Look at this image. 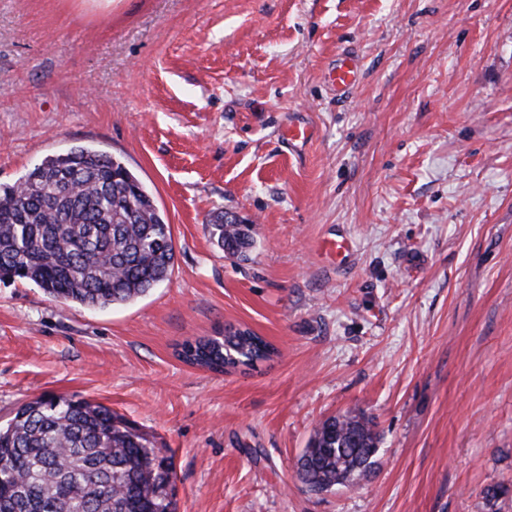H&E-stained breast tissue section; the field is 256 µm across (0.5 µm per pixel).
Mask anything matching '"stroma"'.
I'll return each instance as SVG.
<instances>
[{
	"label": "stroma",
	"mask_w": 512,
	"mask_h": 512,
	"mask_svg": "<svg viewBox=\"0 0 512 512\" xmlns=\"http://www.w3.org/2000/svg\"><path fill=\"white\" fill-rule=\"evenodd\" d=\"M75 146L153 193L174 266L104 309L0 283V423L103 403L171 450L177 512H488L512 484V0H0V184ZM225 210L249 261L210 235ZM229 326L273 359L178 358ZM348 412L371 476L307 491L299 455ZM357 65L351 60H343L331 74V80L340 94L350 91L356 82ZM226 214L224 211L210 221L211 234L217 238L226 256L239 261L248 260L254 245L253 224L229 222L224 220Z\"/></svg>",
	"instance_id": "stroma-1"
}]
</instances>
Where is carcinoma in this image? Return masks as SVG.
Here are the masks:
<instances>
[{
	"instance_id": "1",
	"label": "carcinoma",
	"mask_w": 512,
	"mask_h": 512,
	"mask_svg": "<svg viewBox=\"0 0 512 512\" xmlns=\"http://www.w3.org/2000/svg\"><path fill=\"white\" fill-rule=\"evenodd\" d=\"M224 254L245 261L253 225L220 214L210 221ZM171 225L125 163L93 147L46 157L0 186V282L26 280L53 299L106 308L146 295L174 264ZM184 362L214 372L253 368L274 354L247 327L183 342ZM372 420L325 419L296 473L312 493L368 478L379 451ZM0 512H177L168 449L91 400L36 398L0 426ZM512 489L482 490L489 508Z\"/></svg>"
}]
</instances>
